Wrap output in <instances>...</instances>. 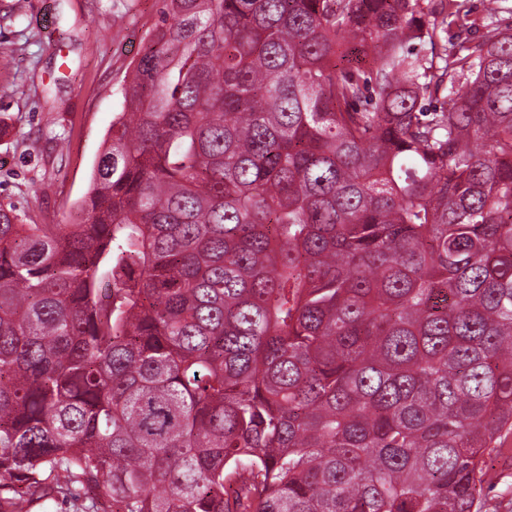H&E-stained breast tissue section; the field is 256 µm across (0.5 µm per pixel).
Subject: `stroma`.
Masks as SVG:
<instances>
[{
  "instance_id": "obj_1",
  "label": "stroma",
  "mask_w": 512,
  "mask_h": 512,
  "mask_svg": "<svg viewBox=\"0 0 512 512\" xmlns=\"http://www.w3.org/2000/svg\"><path fill=\"white\" fill-rule=\"evenodd\" d=\"M0 0V202L27 224L77 222L124 76L161 0ZM481 512H512V436L486 453Z\"/></svg>"
}]
</instances>
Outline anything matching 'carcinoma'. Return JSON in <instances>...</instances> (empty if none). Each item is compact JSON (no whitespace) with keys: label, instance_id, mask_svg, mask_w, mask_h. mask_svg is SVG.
Instances as JSON below:
<instances>
[{"label":"carcinoma","instance_id":"1","mask_svg":"<svg viewBox=\"0 0 512 512\" xmlns=\"http://www.w3.org/2000/svg\"><path fill=\"white\" fill-rule=\"evenodd\" d=\"M485 2L162 0L81 221L0 203V512H473L512 433Z\"/></svg>","mask_w":512,"mask_h":512}]
</instances>
